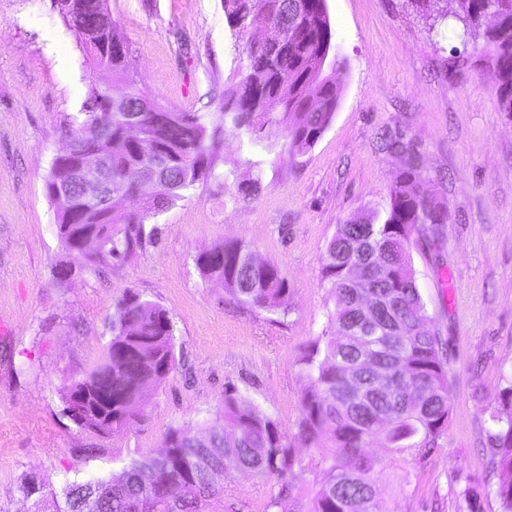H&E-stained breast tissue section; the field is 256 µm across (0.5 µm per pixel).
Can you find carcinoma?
Masks as SVG:
<instances>
[{
  "instance_id": "1",
  "label": "carcinoma",
  "mask_w": 512,
  "mask_h": 512,
  "mask_svg": "<svg viewBox=\"0 0 512 512\" xmlns=\"http://www.w3.org/2000/svg\"><path fill=\"white\" fill-rule=\"evenodd\" d=\"M453 17L464 35L483 38L496 72L499 109L512 118V0H454ZM63 18L86 48L92 69L81 105L82 121L70 129L74 153L54 159L47 177V196L58 203L56 230L69 251L90 239L92 262L126 258L145 239V220L173 206L182 192L212 175L205 142V115L168 113L162 125L154 113L164 111L136 83L124 37L112 24L106 0H57ZM237 0H224V13L242 41L234 77L235 93L224 103L236 136L260 145L266 129L288 124V151L304 155L334 117L336 77L324 74L334 49L332 26L323 0H288L292 28L281 39L273 59L257 32L236 27ZM500 16L497 27L482 28L480 14ZM129 88L124 107L111 105V88ZM156 145L145 154L126 133L131 115ZM103 156L112 171V200L85 212L76 202L81 188L66 185V175L88 160ZM154 176L156 192L139 211L126 201L141 177ZM68 190L70 201L59 199ZM448 210L431 200L416 162L408 160L389 186L385 203L337 225L325 245L326 277L334 301L329 312L331 334L304 355L309 386L296 438L311 443L321 433L335 448L310 512H374L380 494L377 462L365 455L378 440L393 455L421 457L447 426L451 410L448 361L437 333L427 328L426 303L410 254L414 233L437 235L448 224ZM206 276L224 284L238 302L272 311L288 295L287 277L273 263L255 258L238 241L224 242L198 254ZM174 329L166 310L127 293L112 316V339L92 368L71 377L64 402L77 391L88 395L79 428L100 433L120 430L144 412L153 392L173 369ZM377 387L360 399L352 394L349 374ZM488 442L495 448L493 465L504 480L496 494L512 512V386L501 408L490 414ZM299 465L288 435L277 422L236 389L224 393L222 423L197 435L168 431L164 449L133 460L112 475L65 481L60 491L32 477L21 485L30 501L28 512H202L215 490V478L229 468L244 478L284 481L296 477Z\"/></svg>"
}]
</instances>
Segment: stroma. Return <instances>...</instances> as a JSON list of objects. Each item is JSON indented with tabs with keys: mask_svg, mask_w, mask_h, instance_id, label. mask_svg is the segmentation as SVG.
I'll return each instance as SVG.
<instances>
[{
	"mask_svg": "<svg viewBox=\"0 0 512 512\" xmlns=\"http://www.w3.org/2000/svg\"><path fill=\"white\" fill-rule=\"evenodd\" d=\"M106 6L139 88L170 111L207 114L213 174L147 219L153 235L127 259L95 265L66 251L45 182L82 101L48 45L68 50L84 84L88 58L52 0H0V512H28L27 476L56 489L157 453L169 430L197 433L221 414L228 385L295 435L309 384L302 357L333 307L324 246L337 225L386 197L405 156L384 149L390 138L417 156L450 215L438 240L414 236L411 257L427 326L446 345L451 412L424 456L369 443L380 461L376 512H459L468 487L483 512H501L487 431L512 385V119L480 47L463 43L459 23L431 24L412 0H327L338 106L314 147L293 156L286 125L269 128L270 152L224 128L238 52L223 0ZM247 175L260 180L249 197L237 190ZM227 240L286 275L280 308L241 305L202 276L196 255ZM128 291L170 316L174 368L122 431L78 428L62 390L102 358ZM295 454L302 472L286 485L232 472L217 478L203 512H268L278 493L289 512H309L334 451L299 442Z\"/></svg>",
	"mask_w": 512,
	"mask_h": 512,
	"instance_id": "35a3bbf8",
	"label": "stroma"
}]
</instances>
